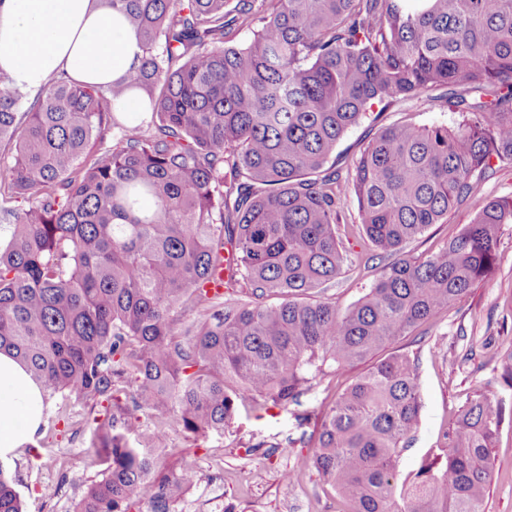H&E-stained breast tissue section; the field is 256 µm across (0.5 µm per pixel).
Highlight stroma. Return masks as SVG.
Masks as SVG:
<instances>
[{"mask_svg": "<svg viewBox=\"0 0 512 512\" xmlns=\"http://www.w3.org/2000/svg\"><path fill=\"white\" fill-rule=\"evenodd\" d=\"M458 120V115L448 112L439 92L433 91L384 112L368 113L344 135L332 159L338 169L348 171L367 136L392 123L430 127L452 126ZM503 197H512V160L495 163L493 171L479 181L473 199L450 213L447 223L431 225L409 243V254L438 252L471 222L482 201ZM344 211L347 221L337 226L336 234L349 247L354 264L324 293L342 310L371 288L382 264L358 222L355 202L346 201ZM394 353L415 359L422 405L419 425L400 458V471L416 472L426 456L441 453L457 413L478 393H487L501 407L503 421L490 452L492 476L484 509L512 512V224L499 230L494 271L461 303L397 337L379 355ZM368 368L364 361L336 372L305 394L297 406L266 410L242 405L221 435L190 438L180 431L170 432V448L183 454L200 475L184 499L191 512H340L342 504L334 488L306 465L312 448L300 445L298 439L313 430L321 414ZM49 409L69 416V425L57 442L51 446L36 442L33 450H21L8 464L23 512H72L75 500L99 478L100 468L90 456L94 423L88 407L76 399H54ZM291 438L296 441L292 448L286 445ZM259 441L275 447V454L250 452V445ZM51 453L63 458V468L44 465V456ZM285 470L297 471L293 483L282 480Z\"/></svg>", "mask_w": 512, "mask_h": 512, "instance_id": "obj_1", "label": "stroma"}]
</instances>
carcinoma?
Returning <instances> with one entry per match:
<instances>
[{
  "instance_id": "cac0c4a2",
  "label": "carcinoma",
  "mask_w": 512,
  "mask_h": 512,
  "mask_svg": "<svg viewBox=\"0 0 512 512\" xmlns=\"http://www.w3.org/2000/svg\"><path fill=\"white\" fill-rule=\"evenodd\" d=\"M101 4L141 43L122 77L55 73L30 100L0 88V352L44 402L73 396L93 415L103 469L74 512H175L200 476L166 456L170 429L222 433L246 400L300 405L495 264L512 198L483 202L438 254L404 245L512 160V0ZM436 90L456 125L394 124L347 176L329 165L373 106ZM130 94L147 111H120ZM349 197L389 262L341 312L316 294L350 262L336 237ZM185 312L212 321L179 333ZM420 410L415 360L396 354L302 434L343 512H484L501 412L478 395L444 461L403 478ZM0 512H23L1 464Z\"/></svg>"
}]
</instances>
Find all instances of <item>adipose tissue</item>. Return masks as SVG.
I'll use <instances>...</instances> for the list:
<instances>
[{
  "label": "adipose tissue",
  "instance_id": "1",
  "mask_svg": "<svg viewBox=\"0 0 512 512\" xmlns=\"http://www.w3.org/2000/svg\"><path fill=\"white\" fill-rule=\"evenodd\" d=\"M141 53L136 32L95 0H0V77L37 90L54 71L106 85ZM44 418L40 386L12 355L0 352V460L34 441Z\"/></svg>",
  "mask_w": 512,
  "mask_h": 512
}]
</instances>
